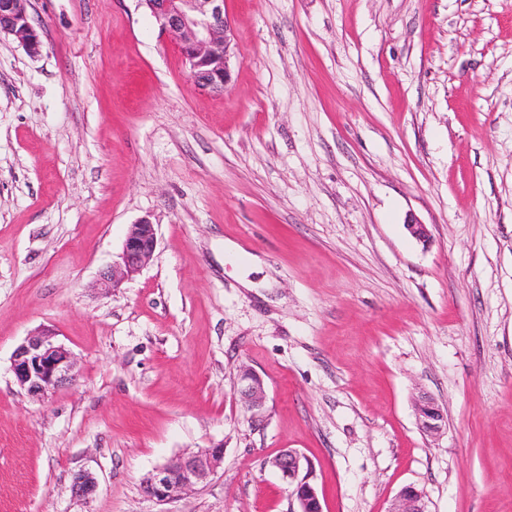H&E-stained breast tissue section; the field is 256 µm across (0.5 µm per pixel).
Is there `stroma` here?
Masks as SVG:
<instances>
[{"mask_svg":"<svg viewBox=\"0 0 512 512\" xmlns=\"http://www.w3.org/2000/svg\"><path fill=\"white\" fill-rule=\"evenodd\" d=\"M224 11L220 94L138 0H31L36 56L0 36V512H290L286 448L322 512H389L408 485L429 512H512V0ZM143 219L152 261L102 293ZM40 328L77 369L38 400L10 359ZM217 443L209 481L143 495ZM237 395L255 419L263 417L265 390L262 380L250 370H244L237 386ZM416 419L420 430L428 435H436L444 427V415L436 403L422 396L415 404ZM223 462V444L180 455L150 472L143 480L142 492L158 502L173 499L206 482ZM97 488L98 480L92 473L80 472L75 475L72 481L71 493L75 498L86 501L93 497Z\"/></svg>","mask_w":512,"mask_h":512,"instance_id":"1","label":"stroma"}]
</instances>
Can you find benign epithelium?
<instances>
[{"label": "benign epithelium", "instance_id": "7a95c632", "mask_svg": "<svg viewBox=\"0 0 512 512\" xmlns=\"http://www.w3.org/2000/svg\"><path fill=\"white\" fill-rule=\"evenodd\" d=\"M162 34L189 66L194 87L201 91L222 92L231 80V66L237 58L234 32L224 0H144ZM30 0H0V35L14 37L31 55L42 51L43 43L31 22ZM224 51L223 64L211 67L215 55ZM157 245L155 225L143 219L129 227L119 260L101 273L98 286L106 293L138 273L153 257ZM76 362L73 354L55 340L49 329L27 336L13 351L11 372L17 384L33 396L45 397L73 380ZM237 395L255 419L263 417L265 390L253 372H242ZM420 430L436 435L444 427V415L436 403L423 396L415 404ZM224 462V445L216 444L197 452L180 455L150 472L143 480L145 497L158 502L190 491L215 475ZM281 473L292 487L296 508L291 512H322L317 490L304 463L294 449H286L266 461ZM98 488L90 472L75 475L72 496L89 500ZM389 512H428L424 491L415 486L403 488Z\"/></svg>", "mask_w": 512, "mask_h": 512}]
</instances>
